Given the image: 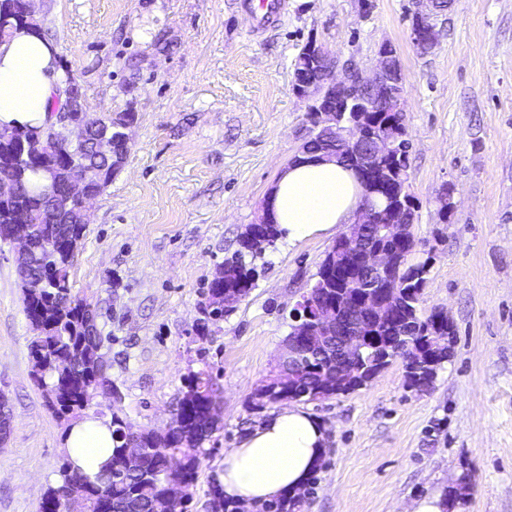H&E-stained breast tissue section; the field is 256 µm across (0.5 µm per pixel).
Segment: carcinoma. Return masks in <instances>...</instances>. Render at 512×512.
<instances>
[{"label":"carcinoma","instance_id":"1","mask_svg":"<svg viewBox=\"0 0 512 512\" xmlns=\"http://www.w3.org/2000/svg\"><path fill=\"white\" fill-rule=\"evenodd\" d=\"M41 30L35 17L25 15L23 0H0V44L6 42L18 29ZM62 87H55L45 121L36 126L0 128V158H16L13 195L0 199V242L8 241L9 226L25 224L29 235L36 242L54 240L58 248L42 257L19 256L15 258L16 272L23 295L26 316L35 317L41 324L40 333L30 344L31 354L45 357L48 369L33 372L39 385H47L56 394L50 409L60 419L78 418L88 406L86 395L90 387L116 389L112 383V360L104 351L105 342L90 330V319L96 310L86 300L72 293L69 273L75 253L67 247L69 240H81L86 224L77 205L67 197L57 194L53 183L66 180L68 165L81 163L88 171L89 189L100 194L112 180L115 161L96 149L99 136L106 132L121 136L126 124L136 121V112L128 107L121 112L101 114L85 112L87 130L79 145L69 143L65 125L59 122L58 113L64 111L67 100ZM373 132L402 143L407 140V128L403 116L397 112H378ZM336 130L319 128L312 130L307 143L318 145L317 151L328 159H336L344 166L353 167V160L335 157ZM408 154L404 151L382 162L375 171L369 192L362 198L381 212L398 208L390 193V182L406 181ZM261 241L256 242L244 233L239 237V249L227 262L229 275L222 282L208 288L204 309L224 310V290H237L248 295L258 276L254 261L266 248L275 244L281 235L274 224H257ZM416 242L394 244L405 262L402 271L404 288L409 290L402 303L396 306L393 320L377 326L375 333L381 342H395L403 334L402 328L419 324L420 329L410 334V340L424 343L431 336H446L452 325L448 315L441 310L422 313V291L429 267L427 262L409 261ZM329 258H324L317 282L320 292L329 298L336 290L345 287L348 280H365V285L376 287L382 277L368 274L355 261L339 256L347 277H327ZM364 353L354 364L353 373L346 381L322 375V369L335 361L329 348L302 350L298 363L299 372L291 387L284 390L282 400L314 401L340 394H348L369 384L366 373L378 361ZM448 361L443 351L436 357L435 366L424 373H406L409 385L419 390L430 387L438 369ZM222 390L219 383L205 372L191 373L184 378L181 397L169 424L158 429H133L118 416L112 417V425L118 444L112 458L104 466L96 480L70 470L64 464L60 480L46 492L40 512H53L58 500L66 499L70 512H158L161 501L171 489L190 491L197 479L203 443L221 422ZM133 433L142 448V463L136 470L118 468L123 459L125 437ZM213 512H239L224 502L220 484L211 486ZM304 501L288 494L262 505V512H301Z\"/></svg>","mask_w":512,"mask_h":512}]
</instances>
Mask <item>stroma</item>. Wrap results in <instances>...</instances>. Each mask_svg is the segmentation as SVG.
Instances as JSON below:
<instances>
[{
    "label": "stroma",
    "mask_w": 512,
    "mask_h": 512,
    "mask_svg": "<svg viewBox=\"0 0 512 512\" xmlns=\"http://www.w3.org/2000/svg\"><path fill=\"white\" fill-rule=\"evenodd\" d=\"M242 3L33 2L90 110L137 114L121 169L87 206L70 270L73 293L112 339L121 393H93L90 411L160 428L184 377H216L221 424L203 445L190 507L211 512L224 451L263 417L255 393L335 239L277 240L248 296L202 334L204 292L311 134L310 100L293 89L302 48L369 74L389 42L405 76L412 259L429 264L423 307L447 314L452 353L428 391L409 387L398 358L366 388L306 403L328 448L302 512H412L431 496L448 497L446 512H512V0H453L426 52L410 37L412 0H288L281 25L259 38ZM14 259L0 242V393L12 414L0 512H40L66 461L67 422L33 378Z\"/></svg>",
    "instance_id": "stroma-1"
}]
</instances>
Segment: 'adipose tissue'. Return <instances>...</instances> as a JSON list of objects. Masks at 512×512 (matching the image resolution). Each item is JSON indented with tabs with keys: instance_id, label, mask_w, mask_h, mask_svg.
Wrapping results in <instances>:
<instances>
[{
	"instance_id": "1",
	"label": "adipose tissue",
	"mask_w": 512,
	"mask_h": 512,
	"mask_svg": "<svg viewBox=\"0 0 512 512\" xmlns=\"http://www.w3.org/2000/svg\"><path fill=\"white\" fill-rule=\"evenodd\" d=\"M57 59L29 30L0 44V127L41 124L54 92ZM361 187L350 169L314 154H300L280 173L264 209L288 242L334 235L355 223ZM112 421L86 414L67 429L63 452L72 470L95 476L112 456ZM327 446L326 425L297 405L268 413L224 451L217 477L224 497L244 508L304 488Z\"/></svg>"
}]
</instances>
